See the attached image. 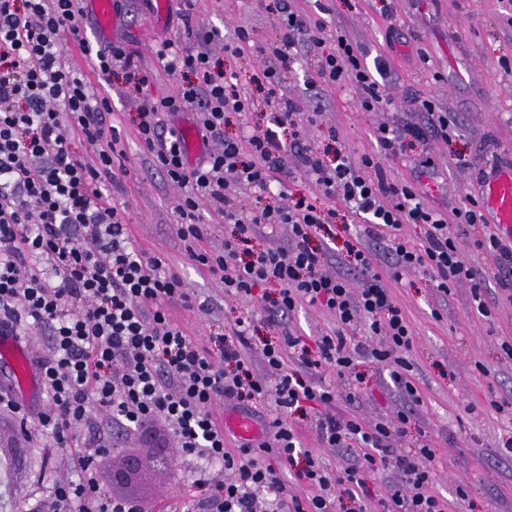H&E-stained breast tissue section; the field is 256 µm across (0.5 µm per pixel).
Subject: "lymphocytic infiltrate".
<instances>
[{"mask_svg":"<svg viewBox=\"0 0 512 512\" xmlns=\"http://www.w3.org/2000/svg\"><path fill=\"white\" fill-rule=\"evenodd\" d=\"M195 2L179 0L184 38L165 40L155 51L164 71L183 82L155 99L146 95L153 73L124 44L90 50L79 0H0V336L24 339L42 326L51 332L50 353L33 359L47 395L35 422L1 382L0 406L25 420L28 438L65 459L71 471L65 479L38 476L45 487L38 512H150L149 501L107 488L100 467L135 430L156 448L199 460L192 483L200 512H337L340 490L354 512H363L368 477L391 468L403 482L387 487L382 512H448L432 488L434 449L425 442L403 451L395 446L407 412L371 426L337 415L335 384L362 383L356 361L366 357L388 366L402 396L417 400L405 358L415 334L388 280L429 272L442 299L469 283L485 315V280L463 260L461 244L492 254L506 289L512 288V247L486 224L478 201L448 215L425 202L418 181L387 178L381 158L399 155L407 138L421 136L420 127L378 123L375 156L354 158L339 146L329 160L306 144L322 109L283 93L282 74L305 63L307 86L352 87L361 111L384 112L392 106L383 92L390 76L384 57L367 60L344 30L329 34L324 19L281 0L280 44L265 51L254 89L217 69L204 50L210 36L193 25ZM73 48L91 56L89 68L72 62ZM117 69L129 93L143 98L137 136L179 191L176 235L198 271L218 277L225 296L241 302L255 301L257 289L278 288L260 303V320L236 318L229 332L213 336L214 350L174 322L173 306H193L188 288L168 259L136 244L103 188L120 138L111 100L91 77ZM260 103L266 124L225 135L230 118ZM184 111L193 112L198 133L214 144L193 165L181 135L167 132L159 118ZM278 173L306 177L317 195L295 198L272 189ZM249 193L269 201L247 207ZM327 199L339 200L366 226L365 236L344 239L337 256L326 246L336 237L338 213L324 207ZM205 201L231 226L217 252L197 247ZM282 224L290 230L288 250L254 248L262 230ZM405 224L423 227V245L401 236ZM368 236L384 241L390 276L379 272ZM335 257L343 269L331 274ZM304 303L331 312L335 329L310 340L294 335L285 319ZM262 325L274 337L258 338ZM256 352L274 381L255 376ZM221 402L269 410L263 439L229 451L213 410ZM300 420L314 424L323 447L347 451L350 463L336 471L307 459L293 474L306 488L297 496L282 476L302 452Z\"/></svg>","mask_w":512,"mask_h":512,"instance_id":"1","label":"lymphocytic infiltrate"}]
</instances>
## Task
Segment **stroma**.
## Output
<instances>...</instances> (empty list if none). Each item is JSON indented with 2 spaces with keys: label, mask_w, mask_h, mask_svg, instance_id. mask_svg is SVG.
I'll use <instances>...</instances> for the list:
<instances>
[{
  "label": "stroma",
  "mask_w": 512,
  "mask_h": 512,
  "mask_svg": "<svg viewBox=\"0 0 512 512\" xmlns=\"http://www.w3.org/2000/svg\"><path fill=\"white\" fill-rule=\"evenodd\" d=\"M276 3L196 2L197 29L215 34L208 46L211 55L241 80H249L261 68L258 46L279 37ZM295 4L307 13L322 14L328 28L343 27L368 57H385L393 72L384 88L393 100L392 109L363 112L353 89L333 88L316 97L305 87L304 66H294L284 78V91L305 101L321 100L323 105L322 116L309 131L310 141L325 145L333 129L349 155L374 153L373 128L378 122L425 129L416 102L431 100L453 122L454 135L446 139L425 129L403 154L384 159L382 165L392 179L407 180L419 161L430 160L431 175L422 184L433 207L449 211L480 198L481 170L512 157V0H295ZM177 9L176 0H170L162 14L154 5L133 0L127 13L115 16L109 30L89 10L85 35L95 49L112 41L129 43L139 51L140 63L158 73L150 95L167 96L178 79L163 73L154 47L182 35ZM240 27L252 33L255 48L225 56V42ZM95 83L112 101L124 149L116 180H105L104 187L125 210L138 244L169 258L193 295L195 308L173 307L172 318L189 336L209 345L211 334L230 327L235 318L258 314L260 306L225 297L223 283L201 274L188 259L171 219L178 191L154 169L130 121L139 110V99L126 94L120 73L97 77ZM461 155L469 159V166L456 165ZM462 257L487 276L484 299L489 316L478 313L465 283L452 288L443 303L426 272L403 274L390 285L415 334L408 359L419 402L403 404L388 368L363 359L357 366L363 383L356 389L340 386L336 411L373 424L406 407L410 423L396 446L404 450L421 440L434 448L433 489L451 512H512V358L501 348L512 340V301L490 275L491 256L466 245ZM351 392L356 398L350 402L346 396ZM0 442L27 450L19 468L0 454V472L7 475L10 494L37 498L36 477L44 465V451L26 446L19 418L3 409ZM194 467L191 460L177 459L164 473L146 472L136 493L154 501V512H170L193 498L195 489L186 476Z\"/></svg>",
  "instance_id": "1"
}]
</instances>
